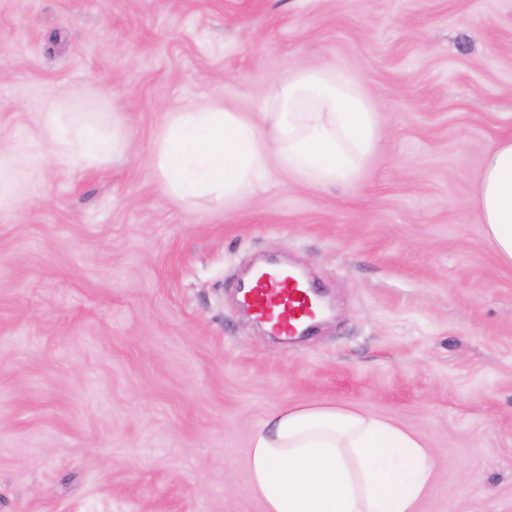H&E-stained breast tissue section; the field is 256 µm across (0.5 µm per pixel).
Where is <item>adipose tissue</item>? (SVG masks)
<instances>
[{
	"label": "adipose tissue",
	"instance_id": "adipose-tissue-1",
	"mask_svg": "<svg viewBox=\"0 0 512 512\" xmlns=\"http://www.w3.org/2000/svg\"><path fill=\"white\" fill-rule=\"evenodd\" d=\"M273 128L246 112L193 104L170 113L153 145L166 197L254 196L280 171L336 186L357 181L379 147V116L345 69L303 68L281 85ZM120 118L63 100L41 112L38 150L0 155V204L14 205L38 154L88 168L124 150ZM477 219L496 253L512 262V138L489 150L479 175ZM432 466L419 436L336 406L283 408L253 431L250 485L265 512H416Z\"/></svg>",
	"mask_w": 512,
	"mask_h": 512
}]
</instances>
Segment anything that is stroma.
I'll list each match as a JSON object with an SVG mask.
<instances>
[{
	"label": "stroma",
	"instance_id": "35a3bbf8",
	"mask_svg": "<svg viewBox=\"0 0 512 512\" xmlns=\"http://www.w3.org/2000/svg\"><path fill=\"white\" fill-rule=\"evenodd\" d=\"M328 64L380 114L356 183L160 192L168 113L270 112ZM58 96L129 139L87 170L46 157L0 209V512H264L253 429L322 405L422 438L417 512H512V264L475 209L512 136V0H0V151L37 148ZM262 256L329 303L313 336L241 309Z\"/></svg>",
	"mask_w": 512,
	"mask_h": 512
}]
</instances>
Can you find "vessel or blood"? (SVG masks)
<instances>
[{
	"instance_id": "1",
	"label": "vessel or blood",
	"mask_w": 512,
	"mask_h": 512,
	"mask_svg": "<svg viewBox=\"0 0 512 512\" xmlns=\"http://www.w3.org/2000/svg\"><path fill=\"white\" fill-rule=\"evenodd\" d=\"M242 300L253 316L267 324L273 334H300L316 314L314 292L298 275L262 272L255 285L243 289Z\"/></svg>"
}]
</instances>
